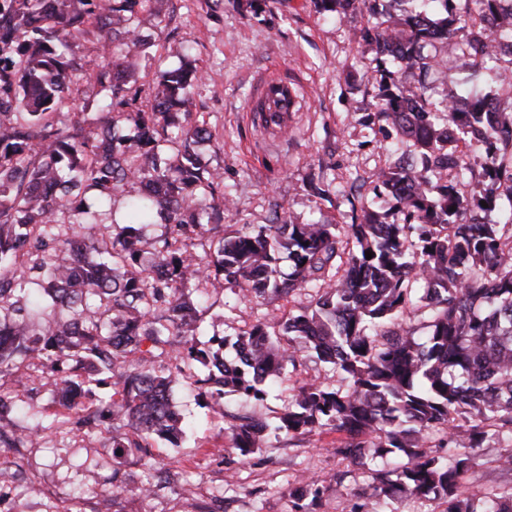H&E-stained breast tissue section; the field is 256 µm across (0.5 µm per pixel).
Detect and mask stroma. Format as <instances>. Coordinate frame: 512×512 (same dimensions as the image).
Wrapping results in <instances>:
<instances>
[{
	"label": "stroma",
	"instance_id": "1",
	"mask_svg": "<svg viewBox=\"0 0 512 512\" xmlns=\"http://www.w3.org/2000/svg\"><path fill=\"white\" fill-rule=\"evenodd\" d=\"M151 45L136 61L137 87L148 90L159 69L194 59L200 76L193 90L191 123L203 125L211 142L200 146L203 163L224 171L229 208L224 230L269 223L274 211L295 224H344L351 207L376 202V173L394 159L395 135L367 125L381 93L376 65L351 36L357 19L318 13L314 0H271L255 16L223 0H162L159 12L140 14ZM280 66L295 93L288 133L255 121L248 106L264 74ZM331 182L329 198L313 196L311 177ZM202 314L195 332L199 348L235 356L225 339L260 320L299 313L310 297L300 292L280 299H241L202 285L195 292ZM56 375L44 363L24 361L0 377V392L13 404L16 426H39L23 448L0 447V512H202L206 502L223 512H292L290 491L304 481L344 477L342 494L319 512H346L349 502L369 497L372 479L361 461L334 455L339 433L325 431L298 441L268 438L254 455L234 448L224 412L271 420L300 386L340 385L327 365L301 361L277 381L266 400L246 402L226 394L221 404L200 396L193 380L179 381L173 403L183 420L178 444L160 440L144 457H115L111 424L76 427L63 422L53 399ZM512 447L489 439L479 449L466 489L476 499L512 491V476L500 467ZM123 490L112 494L113 478Z\"/></svg>",
	"mask_w": 512,
	"mask_h": 512
}]
</instances>
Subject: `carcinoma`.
I'll return each mask as SVG.
<instances>
[{"label": "carcinoma", "mask_w": 512, "mask_h": 512, "mask_svg": "<svg viewBox=\"0 0 512 512\" xmlns=\"http://www.w3.org/2000/svg\"><path fill=\"white\" fill-rule=\"evenodd\" d=\"M156 2L0 0V376L29 358L67 366L57 395L68 411L112 380L109 401L77 423L110 420L112 447L144 452L182 437L172 384L190 362L208 369L196 383L217 404L228 392L262 401L287 367L316 358L346 387L303 386L272 424L236 417L242 455L262 448L269 431L292 439L329 429L345 434L333 449L339 457L361 459L371 448L386 465L404 460L373 470L372 496L349 512H378L403 497L441 499L445 512H512V492L476 502L465 491L485 428L512 444V114L459 112L425 95L443 62L427 50L435 30L477 67L490 35L471 21L496 12L499 0H424L414 11L395 8L400 0H314L339 18L367 15L355 38L382 86L368 119L408 143L374 187L375 197L394 200L391 220L353 208L349 224H293L276 212L271 223L230 236L224 173L203 165L196 150L208 131L177 119L197 69L188 62L161 72L147 103L130 86L146 46L139 10ZM81 37L106 60L94 75L103 101L88 127L64 91L84 69L74 51ZM291 105L272 86L255 111L277 128ZM450 131L481 153L456 162L452 180ZM474 182L489 192H465ZM128 191L135 223L163 214L166 234L148 249L129 224L81 235ZM503 199V221L486 222ZM197 237L207 239L212 261L190 251ZM212 266L245 298L305 288L318 289V298L308 311L236 333L232 346L252 356L228 372L218 353L190 339L198 320L191 294ZM419 315L429 328L421 340L412 325ZM147 343L171 348L175 364L158 369L130 357ZM6 412L0 395V446L26 445ZM457 420L468 423L462 436ZM433 434L447 455L429 454ZM341 484L338 475L326 487L301 483L291 491L296 512H316L327 487Z\"/></svg>", "instance_id": "carcinoma-1"}]
</instances>
